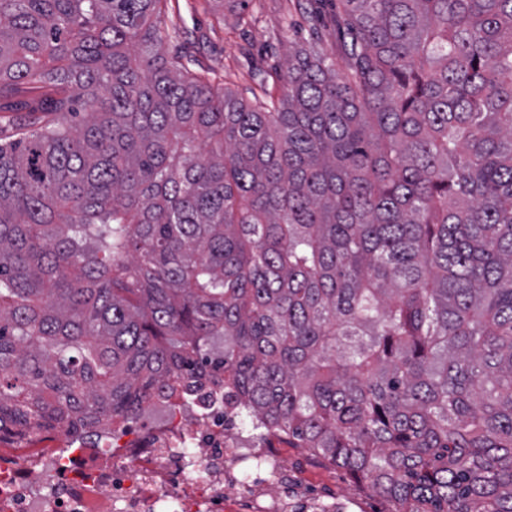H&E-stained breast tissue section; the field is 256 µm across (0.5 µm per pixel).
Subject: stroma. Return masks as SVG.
I'll list each match as a JSON object with an SVG mask.
<instances>
[{
  "mask_svg": "<svg viewBox=\"0 0 512 512\" xmlns=\"http://www.w3.org/2000/svg\"><path fill=\"white\" fill-rule=\"evenodd\" d=\"M340 0H247L245 6H219L215 0H167L164 21L181 31L177 43L192 72L251 100L276 91L278 73L288 55L315 46L329 55L340 75H347L344 35L339 29ZM288 463V483L269 482L270 498L287 496L291 507L327 505L329 512H388L382 499L356 484L343 471L312 460L301 448L281 445Z\"/></svg>",
  "mask_w": 512,
  "mask_h": 512,
  "instance_id": "35a3bbf8",
  "label": "stroma"
}]
</instances>
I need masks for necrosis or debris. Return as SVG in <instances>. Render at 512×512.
I'll return each instance as SVG.
<instances>
[{"instance_id": "4bbe7bcc", "label": "necrosis or debris", "mask_w": 512, "mask_h": 512, "mask_svg": "<svg viewBox=\"0 0 512 512\" xmlns=\"http://www.w3.org/2000/svg\"><path fill=\"white\" fill-rule=\"evenodd\" d=\"M169 408L161 431L131 435L121 454L84 456L77 469L61 466V441L36 444L0 434V512H283L261 500L265 477L284 482L287 462L266 451L253 455L258 477L244 482L234 469L242 443L233 438L223 391L194 393Z\"/></svg>"}]
</instances>
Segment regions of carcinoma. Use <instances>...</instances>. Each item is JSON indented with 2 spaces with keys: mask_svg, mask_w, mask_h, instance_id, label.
I'll use <instances>...</instances> for the list:
<instances>
[{
  "mask_svg": "<svg viewBox=\"0 0 512 512\" xmlns=\"http://www.w3.org/2000/svg\"><path fill=\"white\" fill-rule=\"evenodd\" d=\"M165 0H0V431L210 382L389 512H512V0H341L250 103Z\"/></svg>",
  "mask_w": 512,
  "mask_h": 512,
  "instance_id": "obj_1",
  "label": "carcinoma"
}]
</instances>
